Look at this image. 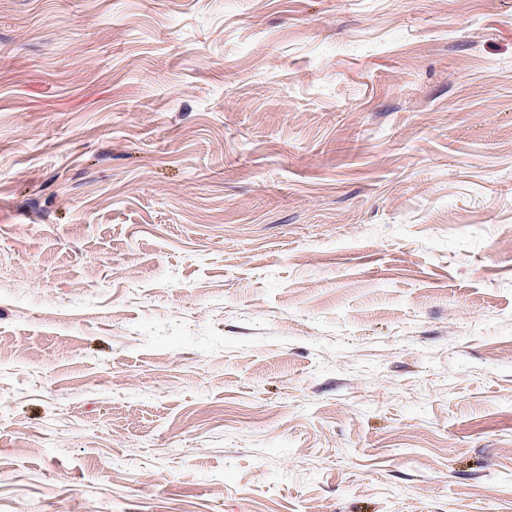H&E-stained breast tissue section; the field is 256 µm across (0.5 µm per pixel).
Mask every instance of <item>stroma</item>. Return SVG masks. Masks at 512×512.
<instances>
[{"label": "stroma", "mask_w": 512, "mask_h": 512, "mask_svg": "<svg viewBox=\"0 0 512 512\" xmlns=\"http://www.w3.org/2000/svg\"><path fill=\"white\" fill-rule=\"evenodd\" d=\"M0 512H512V0H0Z\"/></svg>", "instance_id": "35a3bbf8"}]
</instances>
